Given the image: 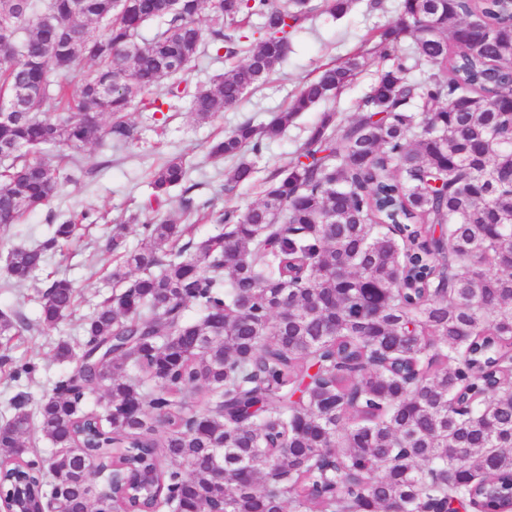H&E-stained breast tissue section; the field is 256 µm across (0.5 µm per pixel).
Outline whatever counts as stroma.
<instances>
[{
	"mask_svg": "<svg viewBox=\"0 0 512 512\" xmlns=\"http://www.w3.org/2000/svg\"><path fill=\"white\" fill-rule=\"evenodd\" d=\"M399 4L400 0H383L382 8L373 10L367 0H357L343 17L336 19L322 14L303 22L290 39L285 63L269 82L247 92L237 107L209 121H197L185 99L171 100L155 115L148 111L131 113L130 120L138 130L137 142L121 148L88 146L81 153L78 166L70 170L71 182L50 207L26 216L20 223L0 225V311H17L28 319H36L38 293L53 276L70 279L78 289L70 316L56 329L23 331L9 341L7 358L0 360V421L9 418L11 402L18 394H28L36 401L50 393L53 380L62 370L53 359L55 344L81 335L83 318L92 313L102 296L111 293L107 276L114 262L112 253L104 249L105 233L121 232L125 244L132 249L141 240V223L168 217L180 219L181 189L172 190L159 205H150L149 171L170 157L184 155L191 165L192 195L197 203L209 204L213 213L212 220L195 225L192 234L201 238L216 233L219 229L216 215L230 208L242 210L259 201L267 178L287 166L321 113L333 111L343 120L356 115L360 101L376 78L380 62L368 59L362 72L337 99L299 114L280 138L266 143L261 156L255 160L257 173L252 182L225 190V173L231 163L210 159V143L242 122H267L275 112L287 106L298 88L314 78L324 64L345 59L361 46L372 28L393 22ZM86 211L107 215L108 224L83 226L75 240L60 243L34 279L22 283L9 280L8 249L31 247L42 241L51 218L77 220ZM132 213L138 214V223H126V216ZM25 359L39 364L38 373L30 381L13 380L11 373L15 363Z\"/></svg>",
	"mask_w": 512,
	"mask_h": 512,
	"instance_id": "obj_1",
	"label": "stroma"
}]
</instances>
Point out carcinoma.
<instances>
[{
  "mask_svg": "<svg viewBox=\"0 0 512 512\" xmlns=\"http://www.w3.org/2000/svg\"><path fill=\"white\" fill-rule=\"evenodd\" d=\"M354 2L83 0L75 13L74 0H0L14 34L0 47V224L71 181L44 149L76 164L92 143L130 144L129 114L170 98L220 114L277 71L305 20ZM365 42L210 147L236 160L225 189L252 181L246 153L337 97L365 55L380 60L356 117L322 113L261 201L198 240L168 220L143 223L134 249L107 238L115 292L54 347L71 370L0 425V470L30 478L33 505L111 512L91 502L94 455L129 476L124 512H512V0H400ZM208 47L243 61L181 87ZM188 173L174 156L149 185L156 202L182 188L196 223L208 205ZM79 230L65 220L11 249L9 276L32 278ZM75 296L48 283L38 326L56 328ZM21 328L0 313V337ZM101 388L100 412L87 400ZM200 389L204 410L188 402ZM34 427L44 458L17 453Z\"/></svg>",
  "mask_w": 512,
  "mask_h": 512,
  "instance_id": "carcinoma-1",
  "label": "carcinoma"
}]
</instances>
